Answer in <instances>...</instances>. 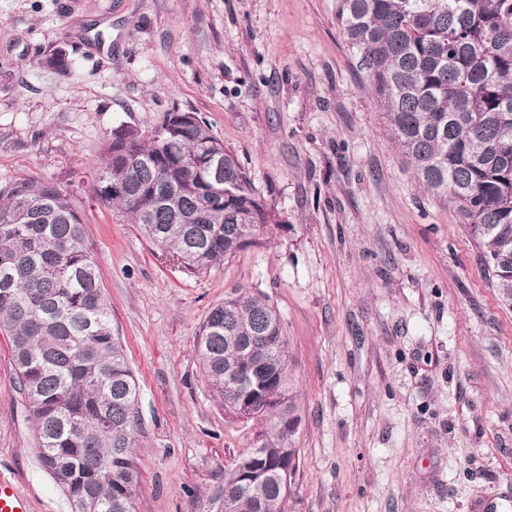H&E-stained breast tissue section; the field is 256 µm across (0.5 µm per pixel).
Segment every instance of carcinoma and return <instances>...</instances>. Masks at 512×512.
Instances as JSON below:
<instances>
[{
	"label": "carcinoma",
	"mask_w": 512,
	"mask_h": 512,
	"mask_svg": "<svg viewBox=\"0 0 512 512\" xmlns=\"http://www.w3.org/2000/svg\"><path fill=\"white\" fill-rule=\"evenodd\" d=\"M337 19L401 156L419 184L457 210L500 299L511 304L512 265L499 258L512 245V0H338ZM126 131L133 153L107 139L96 185L122 183L128 192L96 193L103 206L120 209L190 273L254 244L235 227L268 223L265 204L205 121L171 131L166 144L152 131ZM210 142L224 152L222 208L204 202L205 175H180L160 156L191 157ZM139 192L154 199L151 210L132 199ZM227 309L234 328L257 336L250 348L228 345ZM275 314L265 297L240 293L200 328L204 380L234 412L243 385L228 365L248 368L266 352L287 365L285 344L269 348L258 339ZM0 333L9 338L17 390L35 423L40 464L72 512H134L139 386L112 326L81 202L57 182L0 184ZM260 435L272 458L290 447L292 434L272 422ZM285 504L271 483L237 494L232 512H286Z\"/></svg>",
	"instance_id": "cac0c4a2"
}]
</instances>
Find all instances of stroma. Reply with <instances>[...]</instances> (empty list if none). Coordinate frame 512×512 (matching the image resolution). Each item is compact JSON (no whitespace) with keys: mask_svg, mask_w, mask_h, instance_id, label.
<instances>
[{"mask_svg":"<svg viewBox=\"0 0 512 512\" xmlns=\"http://www.w3.org/2000/svg\"><path fill=\"white\" fill-rule=\"evenodd\" d=\"M338 0H0V183L80 198L139 385L135 512H207L266 421L229 412L199 329L236 293L281 318L300 425L288 512H512V305L449 203L407 167ZM65 50L71 66L44 58ZM192 111L265 202L254 243L191 274L94 173L113 128ZM0 476L72 512L42 468L0 334Z\"/></svg>","mask_w":512,"mask_h":512,"instance_id":"obj_1","label":"stroma"}]
</instances>
